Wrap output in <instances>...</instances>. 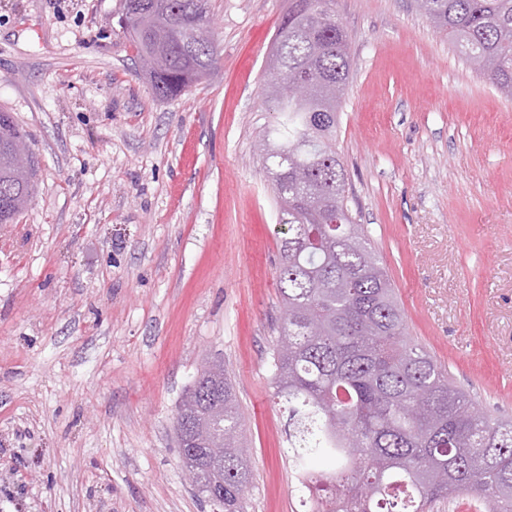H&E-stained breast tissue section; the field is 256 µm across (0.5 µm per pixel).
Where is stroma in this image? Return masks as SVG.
Instances as JSON below:
<instances>
[{
	"label": "stroma",
	"mask_w": 512,
	"mask_h": 512,
	"mask_svg": "<svg viewBox=\"0 0 512 512\" xmlns=\"http://www.w3.org/2000/svg\"><path fill=\"white\" fill-rule=\"evenodd\" d=\"M121 0H0V110L39 160L0 224V512H212L174 418L203 360L244 412L247 512H302L278 343L279 207L257 150L288 0H211L215 71L155 96ZM336 148L410 335L512 416V101L415 0H336Z\"/></svg>",
	"instance_id": "obj_1"
}]
</instances>
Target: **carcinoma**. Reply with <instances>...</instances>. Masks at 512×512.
<instances>
[{"label": "carcinoma", "mask_w": 512, "mask_h": 512, "mask_svg": "<svg viewBox=\"0 0 512 512\" xmlns=\"http://www.w3.org/2000/svg\"><path fill=\"white\" fill-rule=\"evenodd\" d=\"M430 25L501 97L512 100V0H422ZM119 25L161 98L182 95L218 63L210 0H122ZM266 99L279 115L263 135L264 168L280 208V340L274 398L288 406L289 461L298 484L343 493L329 512H435L459 498L474 512H512V417L478 408L470 392L409 336L395 288L365 226L348 208L336 151L352 69L335 0H288ZM301 98L275 87L295 76ZM27 136L0 112V224L26 209L34 185L12 176L11 145ZM178 413L181 466H200L198 495L244 512L252 483L242 414L226 371L197 370Z\"/></svg>", "instance_id": "1"}]
</instances>
